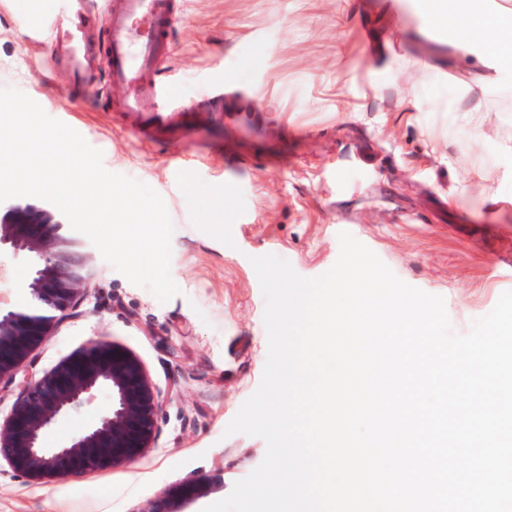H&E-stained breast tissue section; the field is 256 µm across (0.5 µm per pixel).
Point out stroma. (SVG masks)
I'll use <instances>...</instances> for the list:
<instances>
[{
    "label": "stroma",
    "instance_id": "stroma-1",
    "mask_svg": "<svg viewBox=\"0 0 512 512\" xmlns=\"http://www.w3.org/2000/svg\"><path fill=\"white\" fill-rule=\"evenodd\" d=\"M0 0V88H14L103 153L104 167L165 201L174 231L160 302L94 254L81 299L21 373L42 377L105 339L144 367L159 406L134 462L34 483L0 466V512H143L192 481L203 512L263 460V439L225 430L257 389L268 353L265 298L251 257L326 273L347 232L405 283L444 298L467 333L512 290V72L461 99L473 69L461 38L422 19L425 0H185L159 78L193 129L136 138L132 117L70 94L32 40L36 6ZM224 89L216 111L211 87ZM223 192V207L212 197ZM27 257H0V297L26 306Z\"/></svg>",
    "mask_w": 512,
    "mask_h": 512
}]
</instances>
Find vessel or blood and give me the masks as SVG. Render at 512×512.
<instances>
[{"label": "vessel or blood", "mask_w": 512, "mask_h": 512, "mask_svg": "<svg viewBox=\"0 0 512 512\" xmlns=\"http://www.w3.org/2000/svg\"><path fill=\"white\" fill-rule=\"evenodd\" d=\"M89 10V0H66L48 16L54 55L65 61L70 86L88 93L89 71L105 66L111 84L130 89L117 103L121 111L145 114L148 127L168 125L165 105L158 102L150 109L146 101L163 94L156 67L168 48L166 32L174 15L173 0H107L106 45L100 51L90 34Z\"/></svg>", "instance_id": "vessel-or-blood-1"}]
</instances>
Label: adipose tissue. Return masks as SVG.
<instances>
[{
	"label": "adipose tissue",
	"mask_w": 512,
	"mask_h": 512,
	"mask_svg": "<svg viewBox=\"0 0 512 512\" xmlns=\"http://www.w3.org/2000/svg\"><path fill=\"white\" fill-rule=\"evenodd\" d=\"M426 16L428 22L446 25L455 31L489 33V40L473 53L479 70L466 83L471 96H479L484 90L482 69L512 70V14L507 10L489 9L481 0H429Z\"/></svg>",
	"instance_id": "ef3b65f1"
}]
</instances>
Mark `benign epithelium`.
<instances>
[{
    "mask_svg": "<svg viewBox=\"0 0 512 512\" xmlns=\"http://www.w3.org/2000/svg\"><path fill=\"white\" fill-rule=\"evenodd\" d=\"M24 254L32 265L23 288L31 304L13 308L0 300V382L12 380L57 320L72 308L89 276L90 252L64 234L48 210L14 207L0 219V254ZM105 390L110 404L95 421L55 446L44 443L57 420L84 408ZM158 398L140 362L99 340L29 382L0 423V461L32 481L74 477L132 462L150 447ZM178 497H162L140 512H183Z\"/></svg>",
    "mask_w": 512,
    "mask_h": 512,
    "instance_id": "benign-epithelium-1",
    "label": "benign epithelium"
}]
</instances>
